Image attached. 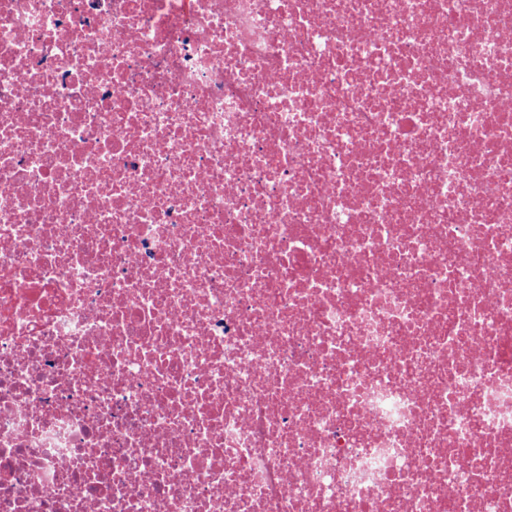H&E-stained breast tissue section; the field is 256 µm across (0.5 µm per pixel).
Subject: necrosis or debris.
Returning <instances> with one entry per match:
<instances>
[{
  "label": "necrosis or debris",
  "instance_id": "1",
  "mask_svg": "<svg viewBox=\"0 0 512 512\" xmlns=\"http://www.w3.org/2000/svg\"><path fill=\"white\" fill-rule=\"evenodd\" d=\"M0 512H512V0H0Z\"/></svg>",
  "mask_w": 512,
  "mask_h": 512
}]
</instances>
